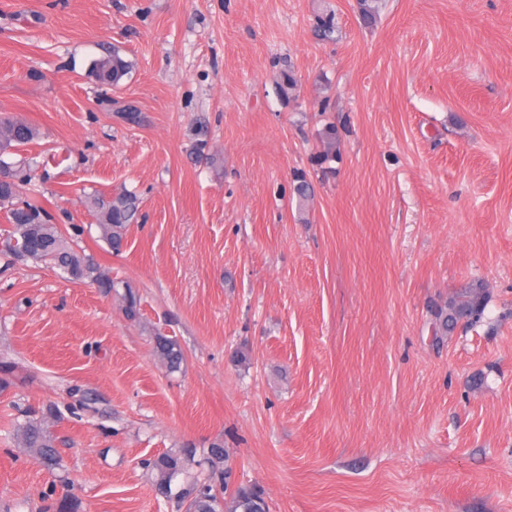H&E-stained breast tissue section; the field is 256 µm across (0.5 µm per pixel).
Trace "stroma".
I'll use <instances>...</instances> for the list:
<instances>
[{
  "label": "stroma",
  "instance_id": "stroma-1",
  "mask_svg": "<svg viewBox=\"0 0 512 512\" xmlns=\"http://www.w3.org/2000/svg\"><path fill=\"white\" fill-rule=\"evenodd\" d=\"M377 6L0 0V114L48 162L21 198L140 299L133 321L17 260L0 209V512H176L149 463L214 442L269 512H512V0ZM114 51L112 88L93 64ZM124 191L116 252L87 198ZM474 280L483 318L434 345V308ZM32 418L56 468L22 445ZM130 65L122 59L119 52L114 51L112 57H104L94 62L93 71L96 78L103 84L118 86L129 72ZM154 352L159 361L170 371H176L183 360V353L178 343L163 334L155 335Z\"/></svg>",
  "mask_w": 512,
  "mask_h": 512
}]
</instances>
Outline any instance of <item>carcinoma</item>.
<instances>
[{
  "mask_svg": "<svg viewBox=\"0 0 512 512\" xmlns=\"http://www.w3.org/2000/svg\"><path fill=\"white\" fill-rule=\"evenodd\" d=\"M316 28L325 39L333 38L338 31L333 14L316 17ZM130 65L122 59L118 51L112 56L94 62L96 78L107 85L116 86L129 72ZM36 128L28 122L14 117L0 118V148H19L33 142ZM322 137L327 150L314 157L313 163L321 166L332 158L336 147L338 131L333 124L327 125ZM17 182L0 186V206L7 208L10 222L8 237L11 249L21 261L45 262L61 270L72 281H89L107 291L120 287L105 275L100 267L85 254L75 250L69 239L56 224L50 223L46 210L38 205L17 202L19 189L28 181L25 162L11 163ZM136 196L131 193L119 194L111 201H96L100 212V237L113 249L120 248L127 227L136 212ZM489 302V293L480 282L470 283L460 288L448 303L434 311L432 323L433 341L443 342L448 331L454 328L456 317L467 316V324L480 321ZM154 352L159 361L170 371L180 367L183 353L178 343L163 334H156ZM23 447L29 449L42 462L53 464L51 439L42 424L28 421L19 426ZM152 473L158 488L166 495L174 496L176 507L186 508V512H267V505L257 491L242 487L229 491L235 482L234 469L223 452L214 444L202 451L200 458L183 457L179 454H165L151 464ZM179 482L177 492H172V484Z\"/></svg>",
  "mask_w": 512,
  "mask_h": 512,
  "instance_id": "cac0c4a2",
  "label": "carcinoma"
}]
</instances>
